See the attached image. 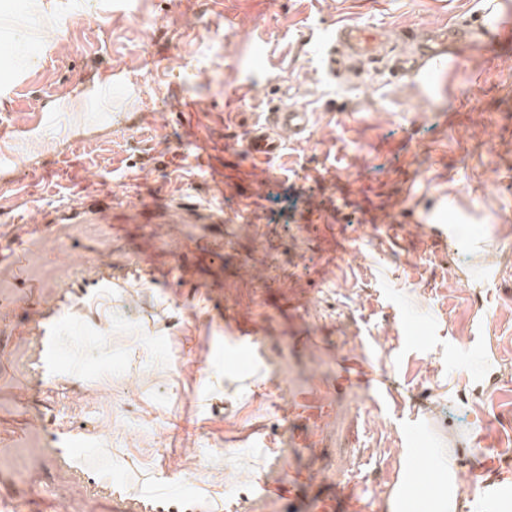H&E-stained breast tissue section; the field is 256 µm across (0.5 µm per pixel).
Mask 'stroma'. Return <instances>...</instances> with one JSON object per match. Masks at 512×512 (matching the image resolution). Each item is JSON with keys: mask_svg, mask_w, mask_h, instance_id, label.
Segmentation results:
<instances>
[{"mask_svg": "<svg viewBox=\"0 0 512 512\" xmlns=\"http://www.w3.org/2000/svg\"><path fill=\"white\" fill-rule=\"evenodd\" d=\"M485 0H0V97L18 172L0 176V230L26 239L23 267L0 263V500L38 512H112L46 460L52 434L129 490L189 491L201 512H290L261 483L295 478L308 512H344L366 478L374 512L412 432L454 444L493 416L512 444V48L483 24ZM470 24L427 78L395 76L407 31ZM374 26L386 54L351 79L326 78L324 35ZM109 90L79 98L105 72ZM252 91L227 92L248 74ZM56 124L20 141L41 103ZM202 113L208 151L182 104ZM288 103L312 114L303 140L248 154L245 121ZM224 211L220 224H162L168 199ZM110 200L103 221L29 231L63 203ZM448 204L464 246L448 250L410 214ZM105 276L110 296L63 315L68 380L41 381L37 312ZM495 311L487 339L499 384L448 360ZM259 340L254 364L215 357L224 328ZM373 360L370 390L345 382L340 355ZM431 380V393L420 386Z\"/></svg>", "mask_w": 512, "mask_h": 512, "instance_id": "stroma-1", "label": "stroma"}]
</instances>
